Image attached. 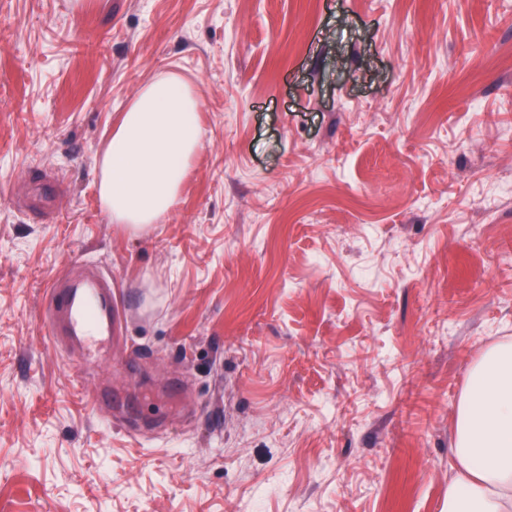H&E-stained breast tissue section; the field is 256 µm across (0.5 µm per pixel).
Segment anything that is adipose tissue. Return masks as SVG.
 Listing matches in <instances>:
<instances>
[{
  "label": "adipose tissue",
  "instance_id": "adipose-tissue-1",
  "mask_svg": "<svg viewBox=\"0 0 512 512\" xmlns=\"http://www.w3.org/2000/svg\"><path fill=\"white\" fill-rule=\"evenodd\" d=\"M200 101L177 76L145 84L98 161L99 193L116 224L158 223L177 204L204 138ZM458 471L446 512H512V344L488 349L457 407Z\"/></svg>",
  "mask_w": 512,
  "mask_h": 512
}]
</instances>
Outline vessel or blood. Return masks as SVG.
Returning a JSON list of instances; mask_svg holds the SVG:
<instances>
[{
  "instance_id": "b4317fda",
  "label": "vessel or blood",
  "mask_w": 512,
  "mask_h": 512,
  "mask_svg": "<svg viewBox=\"0 0 512 512\" xmlns=\"http://www.w3.org/2000/svg\"><path fill=\"white\" fill-rule=\"evenodd\" d=\"M112 288L111 275L103 272L78 283L67 276L53 279L48 289L49 335L67 332L79 341L85 360L108 361L118 324Z\"/></svg>"
}]
</instances>
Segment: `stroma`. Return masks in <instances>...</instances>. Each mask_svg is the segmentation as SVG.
Segmentation results:
<instances>
[{
  "instance_id": "1",
  "label": "stroma",
  "mask_w": 512,
  "mask_h": 512,
  "mask_svg": "<svg viewBox=\"0 0 512 512\" xmlns=\"http://www.w3.org/2000/svg\"><path fill=\"white\" fill-rule=\"evenodd\" d=\"M166 74L203 147L112 223L96 158ZM505 180L512 0H0V512H446ZM87 260L108 367L46 332Z\"/></svg>"
}]
</instances>
